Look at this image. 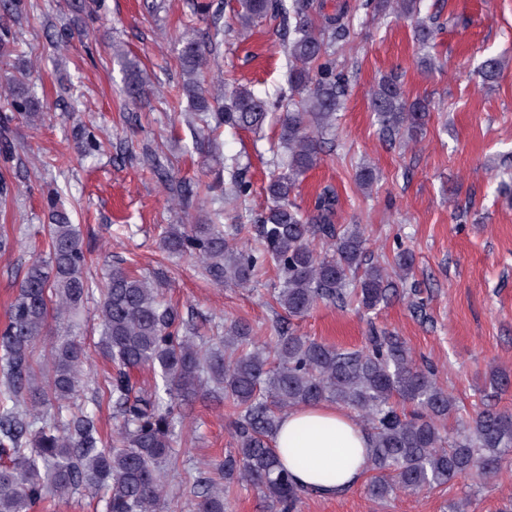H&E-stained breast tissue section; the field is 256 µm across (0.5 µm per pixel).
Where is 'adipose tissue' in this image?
I'll list each match as a JSON object with an SVG mask.
<instances>
[{"instance_id":"ef3b65f1","label":"adipose tissue","mask_w":512,"mask_h":512,"mask_svg":"<svg viewBox=\"0 0 512 512\" xmlns=\"http://www.w3.org/2000/svg\"><path fill=\"white\" fill-rule=\"evenodd\" d=\"M274 445L297 485L333 497L363 479L371 438L336 407L300 406L284 414Z\"/></svg>"}]
</instances>
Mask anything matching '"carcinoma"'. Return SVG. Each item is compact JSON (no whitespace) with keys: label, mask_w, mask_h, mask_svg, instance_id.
Here are the masks:
<instances>
[{"label":"carcinoma","mask_w":512,"mask_h":512,"mask_svg":"<svg viewBox=\"0 0 512 512\" xmlns=\"http://www.w3.org/2000/svg\"><path fill=\"white\" fill-rule=\"evenodd\" d=\"M235 17L248 30L270 14L288 20V82L275 98L235 87L228 102L213 105L202 88L208 69L205 47L181 38L178 61L183 91L195 120L208 127L195 142L210 152L221 126L257 131L271 108L281 109L273 152L280 172L266 186L269 205L256 226L257 245L238 243L242 227L221 229V212L210 224H169L161 244L170 254H189L219 285L244 286L259 265L270 261L280 286L274 299L290 317L319 302L343 306L354 300L365 311L387 304L412 275L414 257L398 251L397 281L367 258L357 224H335L338 196L320 192L312 211L292 200L301 177L321 161L322 140L336 129L351 75L336 63V43L349 36L352 11L381 19L390 11L411 21L416 40L426 45L434 30L420 17V0H358L336 5L333 13L313 0H237ZM125 92L136 101L145 82L138 64L121 58ZM498 57L483 61L484 81L500 76ZM3 105L29 122L44 116L21 66L6 78ZM371 105L382 135L412 138L431 112L426 98L405 99L396 74L373 89ZM49 208V261L32 262L0 327V448L11 451L0 465V512H34L47 496L79 489L101 490L104 512H166L162 472L177 462L175 443L184 406L199 400L227 405L234 416L235 451L215 472H198L200 492L193 512H227L226 493L234 482L255 488L268 512H297L306 490L280 463L273 441L288 410L331 402L357 413L371 434L367 494L377 502L396 491L421 492L446 486L459 475L478 471L487 480L512 466V413L484 410L466 420L461 407L419 368L401 337L372 330L360 349H343L295 333L279 323L270 340L253 341L251 325L224 324L209 339L196 335L177 308L166 304L155 283L117 263L100 292L101 330L95 351L112 363L104 393L119 425L107 441L94 414L81 407L85 348L67 334L51 346V374L43 383L33 366V348L48 320L77 310L95 288L85 277L86 255L70 213L54 198ZM326 245L322 252L313 242ZM147 368L161 383L133 382ZM412 411L405 412V406ZM455 417L457 432L445 422Z\"/></svg>","instance_id":"1"}]
</instances>
